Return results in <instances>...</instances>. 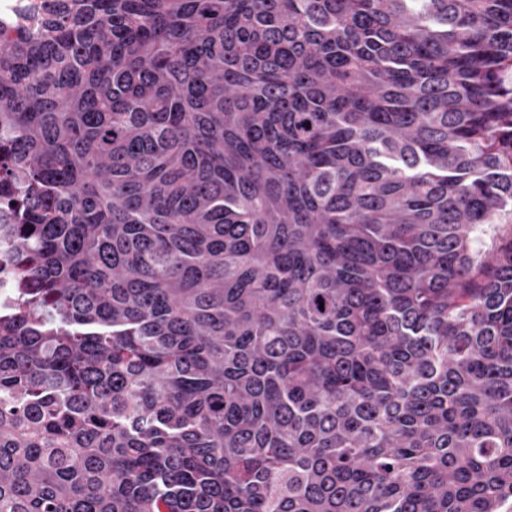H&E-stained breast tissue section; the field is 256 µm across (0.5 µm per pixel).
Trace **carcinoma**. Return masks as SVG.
<instances>
[{
  "label": "carcinoma",
  "instance_id": "1",
  "mask_svg": "<svg viewBox=\"0 0 512 512\" xmlns=\"http://www.w3.org/2000/svg\"><path fill=\"white\" fill-rule=\"evenodd\" d=\"M0 216V512H512V0L1 16Z\"/></svg>",
  "mask_w": 512,
  "mask_h": 512
}]
</instances>
